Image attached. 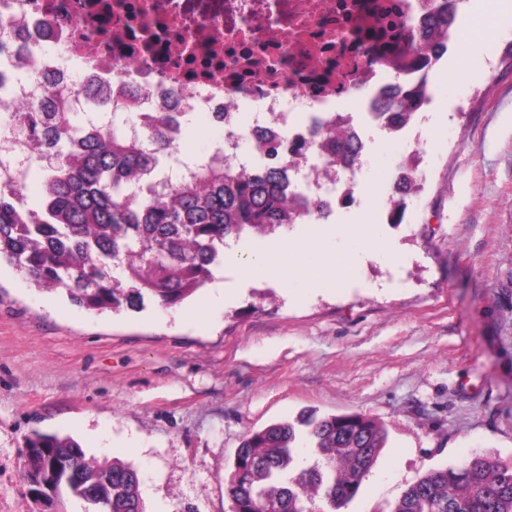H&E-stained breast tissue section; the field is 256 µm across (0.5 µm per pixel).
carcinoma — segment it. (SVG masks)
I'll return each mask as SVG.
<instances>
[{
    "instance_id": "carcinoma-1",
    "label": "carcinoma",
    "mask_w": 512,
    "mask_h": 512,
    "mask_svg": "<svg viewBox=\"0 0 512 512\" xmlns=\"http://www.w3.org/2000/svg\"><path fill=\"white\" fill-rule=\"evenodd\" d=\"M434 26L438 38L448 39V0H441ZM424 93L422 84L390 99L387 109L405 119L427 102ZM12 121L48 164L35 162L42 182L34 202L20 189L0 187V262L87 311L136 310L147 298L163 307L180 304L212 281L228 239L275 234L303 217L284 191L281 170L238 163L202 164L171 192L129 194L144 177L161 173L172 154L163 118L144 123L133 137L121 116L90 128L52 93L14 112ZM301 435L319 459L296 468ZM385 441V428L361 413L277 422L245 436L226 492L236 512H314L318 498L338 512ZM26 447L27 465L46 477L67 462L83 463L84 489L64 487L61 494L85 509L88 491L111 500L112 512H138L142 505L130 464L88 457L66 435L34 432ZM393 512H512V462L475 456L431 470Z\"/></svg>"
}]
</instances>
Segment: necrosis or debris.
Here are the masks:
<instances>
[{"mask_svg":"<svg viewBox=\"0 0 512 512\" xmlns=\"http://www.w3.org/2000/svg\"><path fill=\"white\" fill-rule=\"evenodd\" d=\"M435 0H0V100L32 106L80 79L111 94L115 112H191L229 140L263 133L277 153L248 164L283 167L299 208L325 217L360 204L371 132L406 142L397 179L418 167L412 121L381 103L432 75L440 58L411 52ZM33 143L0 120V185L26 184Z\"/></svg>","mask_w":512,"mask_h":512,"instance_id":"necrosis-or-debris-1","label":"necrosis or debris"}]
</instances>
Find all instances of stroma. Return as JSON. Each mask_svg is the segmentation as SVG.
I'll return each instance as SVG.
<instances>
[{"label": "stroma", "instance_id": "1", "mask_svg": "<svg viewBox=\"0 0 512 512\" xmlns=\"http://www.w3.org/2000/svg\"><path fill=\"white\" fill-rule=\"evenodd\" d=\"M484 35L458 42L431 78L418 136L420 190L401 223L376 218L405 146L375 138L363 206L327 244L350 252L345 287L305 282L307 227L288 279L215 270L175 307L93 313L0 267V512H53L23 479L32 431L68 434L137 469L145 512H230L224 478L251 431L363 413L385 448L340 512H392L430 470L512 460V8L470 0ZM372 225L374 247L352 228Z\"/></svg>", "mask_w": 512, "mask_h": 512}]
</instances>
